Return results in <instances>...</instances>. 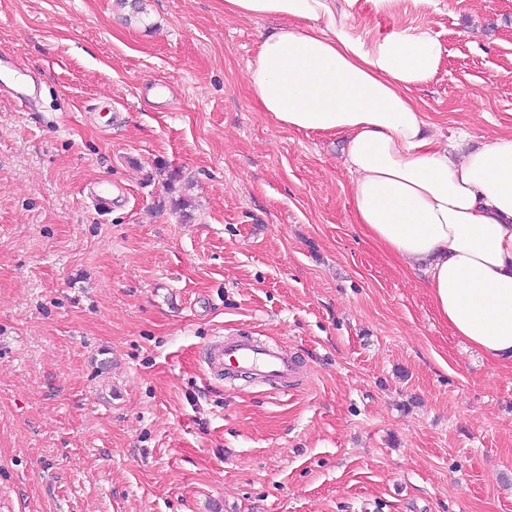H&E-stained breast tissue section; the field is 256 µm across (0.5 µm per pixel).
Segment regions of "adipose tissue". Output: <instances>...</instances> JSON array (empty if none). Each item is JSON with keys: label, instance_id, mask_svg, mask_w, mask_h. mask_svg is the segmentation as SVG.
Returning a JSON list of instances; mask_svg holds the SVG:
<instances>
[{"label": "adipose tissue", "instance_id": "1", "mask_svg": "<svg viewBox=\"0 0 512 512\" xmlns=\"http://www.w3.org/2000/svg\"><path fill=\"white\" fill-rule=\"evenodd\" d=\"M229 18L278 19L247 82L277 125L343 136L354 221L423 274L452 336L512 366V135L469 147L428 136L412 92L437 72L427 28L366 42L336 0H224Z\"/></svg>", "mask_w": 512, "mask_h": 512}]
</instances>
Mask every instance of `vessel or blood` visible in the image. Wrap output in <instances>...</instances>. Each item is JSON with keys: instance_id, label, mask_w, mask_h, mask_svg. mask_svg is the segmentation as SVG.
Listing matches in <instances>:
<instances>
[{"instance_id": "vessel-or-blood-1", "label": "vessel or blood", "mask_w": 512, "mask_h": 512, "mask_svg": "<svg viewBox=\"0 0 512 512\" xmlns=\"http://www.w3.org/2000/svg\"><path fill=\"white\" fill-rule=\"evenodd\" d=\"M204 367L214 376L240 371L260 383L286 386L298 375V361L283 347L255 336L215 337L204 350Z\"/></svg>"}]
</instances>
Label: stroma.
Masks as SVG:
<instances>
[{
  "instance_id": "1",
  "label": "stroma",
  "mask_w": 512,
  "mask_h": 512,
  "mask_svg": "<svg viewBox=\"0 0 512 512\" xmlns=\"http://www.w3.org/2000/svg\"><path fill=\"white\" fill-rule=\"evenodd\" d=\"M143 7L0 0L38 89L0 91V512H512V367L359 233L340 138L260 111L268 22ZM345 9L437 36L435 133L512 134V0ZM216 336L298 353L302 383L206 375Z\"/></svg>"
}]
</instances>
